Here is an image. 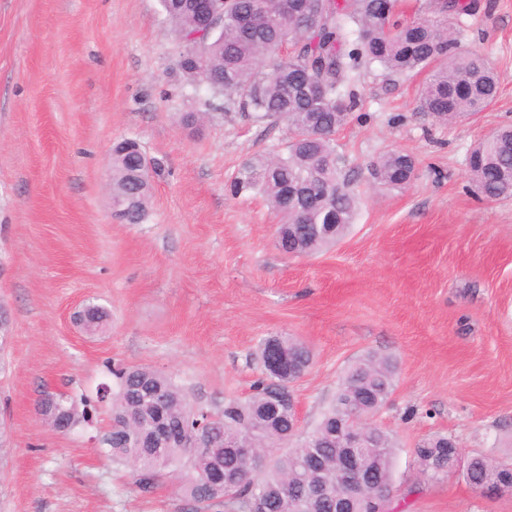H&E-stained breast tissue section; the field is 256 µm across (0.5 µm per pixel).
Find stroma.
<instances>
[{
	"label": "stroma",
	"instance_id": "obj_1",
	"mask_svg": "<svg viewBox=\"0 0 512 512\" xmlns=\"http://www.w3.org/2000/svg\"><path fill=\"white\" fill-rule=\"evenodd\" d=\"M451 25L458 50L492 64L496 101L443 124L418 111L419 78L365 70L335 136L357 218L336 246L291 258L265 197L229 190L244 161L285 148L286 124L235 109L186 126L200 104L159 0H0V512H186L173 476L143 498L103 452L109 408L59 433L37 404L112 384L116 363L204 402L243 399L270 336L312 350L292 386L305 431L351 364L394 361L371 418L395 444L392 512H512L462 473L428 479L414 453L444 435L512 459V198L484 200L465 164L512 123V0H474ZM125 138L157 164L140 224L112 215L108 161ZM388 149L416 160L405 188L372 182ZM90 301L109 313L91 335L74 321Z\"/></svg>",
	"mask_w": 512,
	"mask_h": 512
}]
</instances>
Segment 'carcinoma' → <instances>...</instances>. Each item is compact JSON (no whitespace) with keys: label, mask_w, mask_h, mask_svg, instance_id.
<instances>
[{"label":"carcinoma","mask_w":512,"mask_h":512,"mask_svg":"<svg viewBox=\"0 0 512 512\" xmlns=\"http://www.w3.org/2000/svg\"><path fill=\"white\" fill-rule=\"evenodd\" d=\"M300 18L284 19L279 0H212L211 11L199 0H161L173 23L181 47L177 65L192 87H203L202 112H188L192 126L200 114L230 112L236 108L259 120H282L290 134L284 150L260 155L239 170L231 190L258 189L281 216L277 244L291 256L318 253L345 235L354 222L358 198L350 188L336 191L345 179L344 159L336 152L334 136L358 105L353 80L361 69L378 64L390 74L425 75L419 108L439 121L453 123L466 114L483 111L497 95V81L486 57L479 52L454 49L447 15L470 14L465 0H440L432 14L410 24L395 19V0H295ZM254 23L246 27L241 15ZM290 47L287 56L266 72L263 63ZM131 140L112 148V204L127 210L126 224H140L148 212L150 183L133 175L151 171L154 162ZM416 169L413 157L387 151L373 162L372 177L386 187L409 183ZM472 181L487 198L512 197V127H505L480 141L471 151ZM339 224L337 235L325 237L307 230L309 224H326L329 216ZM283 347L301 363L311 350L280 337ZM117 388H103L96 400L61 393L57 402L68 412L71 426L89 418L94 403L112 405V442H104L112 460L133 467V484L143 497L152 496L160 478L177 474L182 488L194 502L195 512L219 505L224 512H246L248 503L260 499L264 512H321L302 499L301 487L309 475L307 457L320 459L318 477L336 490L341 449L336 444V421H354L385 403L393 387V366L385 359L368 358L347 372L334 402L316 426L299 433L295 447L288 444L293 415L270 420L264 403L275 375L263 369L244 400L229 399L224 407L190 401L172 377L147 366L115 365ZM165 397L171 431L191 433L202 425L215 439L212 448H187L180 442L156 455L148 447L152 431L151 402L156 393ZM442 436L422 440L415 448L422 473L439 479L448 468V449ZM241 448L255 450L249 462ZM372 468L365 494L390 490L394 443L390 434L374 427L365 447L359 449ZM511 462L477 454L463 472L474 489L493 483ZM224 471V488L217 490L210 478Z\"/></svg>","instance_id":"obj_1"}]
</instances>
